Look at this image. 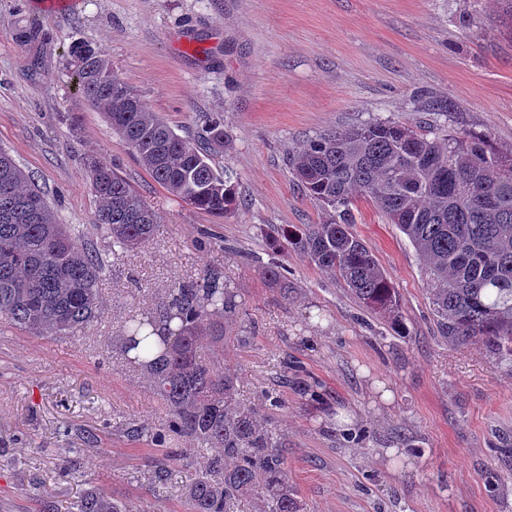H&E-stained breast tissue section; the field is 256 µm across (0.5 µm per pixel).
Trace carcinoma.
Instances as JSON below:
<instances>
[{"label":"carcinoma","mask_w":512,"mask_h":512,"mask_svg":"<svg viewBox=\"0 0 512 512\" xmlns=\"http://www.w3.org/2000/svg\"><path fill=\"white\" fill-rule=\"evenodd\" d=\"M68 55L84 100L173 197L224 218L238 207L231 177L210 163L208 146L224 144L212 120L206 142L179 136L113 70L107 54L83 42ZM293 178L323 205L320 224L282 225L266 235L274 252L309 258L342 281L359 306L395 329L403 327L397 288L351 230L353 206L376 204L408 238L424 277L441 338L480 341L512 370V152L468 134L433 137L376 120L327 131L289 159ZM98 200L95 224L112 246L133 251L157 233L158 215L105 159L89 164ZM102 263L51 205L29 174L0 150V320L40 336L86 327L102 310ZM244 298L217 269L171 290L152 315L123 325L117 351L145 375L168 420L132 437L162 448L155 478L181 460L174 438L188 436L210 452L206 473L186 487V512H233L255 497L261 512H300L284 468L287 439L257 409L238 402L237 378L201 342H249ZM135 356H130V352ZM78 512H126L112 495L89 491Z\"/></svg>","instance_id":"cac0c4a2"}]
</instances>
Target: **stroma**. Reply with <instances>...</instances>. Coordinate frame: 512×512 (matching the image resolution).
I'll list each match as a JSON object with an SVG mask.
<instances>
[{"mask_svg":"<svg viewBox=\"0 0 512 512\" xmlns=\"http://www.w3.org/2000/svg\"><path fill=\"white\" fill-rule=\"evenodd\" d=\"M40 2L0 0V148L101 260L103 314L72 336L0 324V512H75L93 489L128 512H185L206 454L180 438L184 459L166 484L154 481L153 446L127 431L162 427L167 412L114 350L129 314L154 311L207 269L244 294L253 338L222 357L240 402L287 435L302 512H512V370L480 343L439 336L406 236L357 200L352 230L399 291L403 336L335 276L265 240L269 225L325 218L288 166L323 131L382 119L512 151V37L491 23L497 0H73L58 15ZM32 28L38 36L22 40ZM75 41L102 48L180 136L198 139L206 117L223 119L212 163L237 188L234 214L216 219L153 180L84 104L68 64ZM435 99L450 110L432 111ZM93 157L160 216L137 252L94 224ZM274 261L287 290L262 274ZM310 377L321 402L298 390ZM272 390L283 407L270 405Z\"/></svg>","mask_w":512,"mask_h":512,"instance_id":"stroma-1","label":"stroma"}]
</instances>
